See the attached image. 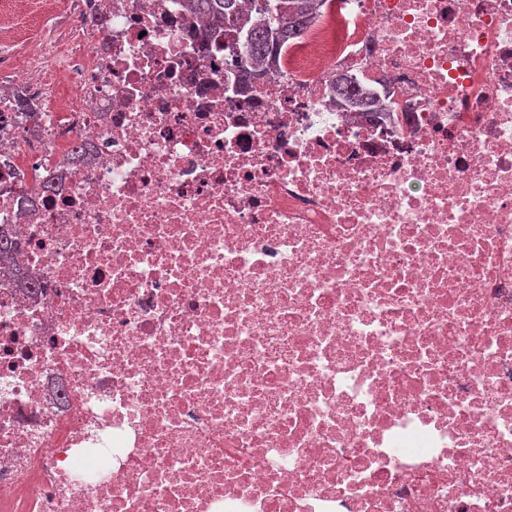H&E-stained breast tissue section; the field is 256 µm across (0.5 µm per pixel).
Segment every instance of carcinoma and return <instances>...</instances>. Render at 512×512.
I'll list each match as a JSON object with an SVG mask.
<instances>
[{"instance_id":"carcinoma-1","label":"carcinoma","mask_w":512,"mask_h":512,"mask_svg":"<svg viewBox=\"0 0 512 512\" xmlns=\"http://www.w3.org/2000/svg\"><path fill=\"white\" fill-rule=\"evenodd\" d=\"M326 0H188L189 14L197 23L195 33L213 40L216 48L234 45L245 36L248 64L265 72L276 63L278 49L300 37L325 6ZM17 242L0 228V271L13 259Z\"/></svg>"}]
</instances>
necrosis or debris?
Returning a JSON list of instances; mask_svg holds the SVG:
<instances>
[{
	"instance_id": "1",
	"label": "necrosis or debris",
	"mask_w": 512,
	"mask_h": 512,
	"mask_svg": "<svg viewBox=\"0 0 512 512\" xmlns=\"http://www.w3.org/2000/svg\"><path fill=\"white\" fill-rule=\"evenodd\" d=\"M67 22L0 90V512H512V0L248 82L185 0Z\"/></svg>"
}]
</instances>
